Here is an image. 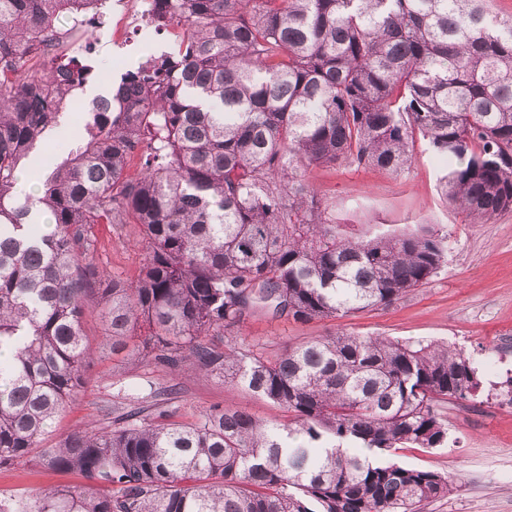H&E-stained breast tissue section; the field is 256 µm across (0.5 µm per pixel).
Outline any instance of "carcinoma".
Returning a JSON list of instances; mask_svg holds the SVG:
<instances>
[{
  "label": "carcinoma",
  "mask_w": 512,
  "mask_h": 512,
  "mask_svg": "<svg viewBox=\"0 0 512 512\" xmlns=\"http://www.w3.org/2000/svg\"><path fill=\"white\" fill-rule=\"evenodd\" d=\"M88 2L0 0V468L37 451L86 480L0 497V512H421L447 496L448 477L369 453L447 440L438 406L477 390L472 357L342 332L270 358L242 329L258 312L389 306L444 261L428 227L333 223L312 166L398 173L421 138L472 223L512 211V17L485 0H153L172 46L95 97L22 200L20 177L89 82L92 47L71 54L57 25ZM99 224L141 226L135 281L103 277ZM91 298L112 354L222 377L286 421L223 407L181 423L145 379L143 405L43 447L90 363Z\"/></svg>",
  "instance_id": "obj_1"
}]
</instances>
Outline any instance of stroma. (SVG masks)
<instances>
[{"mask_svg": "<svg viewBox=\"0 0 512 512\" xmlns=\"http://www.w3.org/2000/svg\"><path fill=\"white\" fill-rule=\"evenodd\" d=\"M445 161L416 142L412 161L392 174L346 163L310 167L306 177L329 205L337 223L375 225L400 231L431 226L445 241V263L420 288L394 304L357 311L340 319L306 323L258 313L242 334L267 355L319 336L345 331L361 336H388L455 345L470 356L497 350L512 370V213L488 224L469 223L442 195L439 180ZM97 263L106 272L135 279L144 253L136 224H102L97 228ZM84 332L94 350L75 403L58 415L46 445L86 429L120 405L116 382L135 384L148 378L159 390L176 389L179 420L190 422L210 407L241 409L269 424L283 422L281 408L241 390L225 387L222 378L173 374L113 354L95 303H88ZM481 387L466 400L440 404L448 424V441L436 448H403L395 461L439 472L453 481L448 496L425 504L422 512H512V407L502 398L505 377L481 374ZM74 473L53 472L37 461L0 469V496L44 486L80 484Z\"/></svg>", "mask_w": 512, "mask_h": 512, "instance_id": "35a3bbf8", "label": "stroma"}]
</instances>
